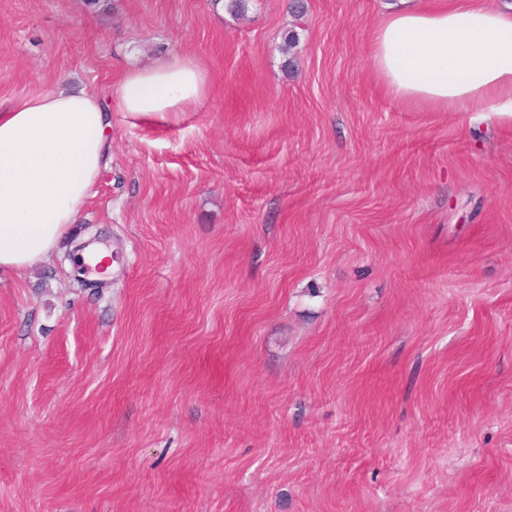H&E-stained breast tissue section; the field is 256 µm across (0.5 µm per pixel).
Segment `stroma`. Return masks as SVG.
<instances>
[{
    "mask_svg": "<svg viewBox=\"0 0 512 512\" xmlns=\"http://www.w3.org/2000/svg\"><path fill=\"white\" fill-rule=\"evenodd\" d=\"M304 2L0 0L1 110L208 87L113 112L111 269L0 271V512H512V125L386 96L388 0Z\"/></svg>",
    "mask_w": 512,
    "mask_h": 512,
    "instance_id": "stroma-1",
    "label": "stroma"
}]
</instances>
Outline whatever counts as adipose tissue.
<instances>
[{
	"label": "adipose tissue",
	"mask_w": 512,
	"mask_h": 512,
	"mask_svg": "<svg viewBox=\"0 0 512 512\" xmlns=\"http://www.w3.org/2000/svg\"><path fill=\"white\" fill-rule=\"evenodd\" d=\"M384 92L431 112L493 110L512 124V0H391L370 37ZM207 93L189 57L134 69L105 104L63 86L0 111V270L51 259L77 223L112 149V109L158 122Z\"/></svg>",
	"instance_id": "1"
}]
</instances>
